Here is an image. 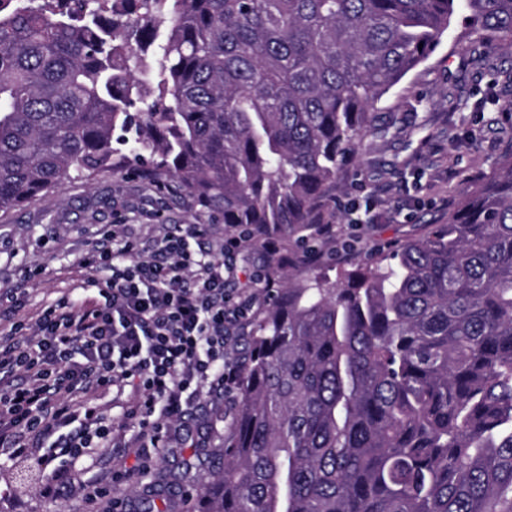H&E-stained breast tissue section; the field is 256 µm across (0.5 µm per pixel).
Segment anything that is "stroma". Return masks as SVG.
<instances>
[{
    "label": "stroma",
    "mask_w": 512,
    "mask_h": 512,
    "mask_svg": "<svg viewBox=\"0 0 512 512\" xmlns=\"http://www.w3.org/2000/svg\"><path fill=\"white\" fill-rule=\"evenodd\" d=\"M469 49L464 22L453 17L428 58L375 106L377 129L366 133L357 160L341 169L326 196L325 219L336 228L331 242L307 231H281L282 249L291 258L285 264L253 241L225 256L228 287L255 294L261 302L265 290L253 280L257 273L281 279L318 266L334 278L350 264L421 236L429 225L446 223L460 198L484 180L512 144L499 120L512 108V87L494 84L479 65L468 63ZM375 194L388 201L378 224L364 211ZM206 222L185 190L174 183L158 187L134 165L90 179L72 177L21 209L0 212V295L24 291L17 315L0 318V336L15 319L35 322L44 307L77 284L79 260L112 225H126L150 243L161 236L163 225ZM313 249L320 253L315 262L307 258ZM236 399L233 392L201 395L174 426L171 441L144 464L128 455L127 477L95 503L77 489L43 496L42 477L0 465V512H113L118 500L123 512H139L146 498L155 503L154 512H190L171 479L200 474L196 451L217 444L224 412Z\"/></svg>",
    "instance_id": "1"
}]
</instances>
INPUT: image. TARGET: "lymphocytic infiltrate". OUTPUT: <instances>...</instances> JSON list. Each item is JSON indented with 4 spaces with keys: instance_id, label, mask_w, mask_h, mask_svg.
Masks as SVG:
<instances>
[{
    "instance_id": "lymphocytic-infiltrate-1",
    "label": "lymphocytic infiltrate",
    "mask_w": 512,
    "mask_h": 512,
    "mask_svg": "<svg viewBox=\"0 0 512 512\" xmlns=\"http://www.w3.org/2000/svg\"><path fill=\"white\" fill-rule=\"evenodd\" d=\"M205 235V225L178 224L147 254L134 240L96 248L82 264L98 301L59 298L0 337V375L14 379L0 391V450L50 475L48 496L70 486L59 457L75 463L107 446L150 457L194 398L233 388L228 326L250 317L254 298L225 288ZM111 389L132 396L131 439L93 401Z\"/></svg>"
}]
</instances>
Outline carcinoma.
I'll use <instances>...</instances> for the list:
<instances>
[{
	"label": "carcinoma",
	"mask_w": 512,
	"mask_h": 512,
	"mask_svg": "<svg viewBox=\"0 0 512 512\" xmlns=\"http://www.w3.org/2000/svg\"><path fill=\"white\" fill-rule=\"evenodd\" d=\"M512 0H0V211L136 164L259 233L319 224L375 105ZM194 512H512V151L422 238L270 288Z\"/></svg>",
	"instance_id": "obj_1"
}]
</instances>
